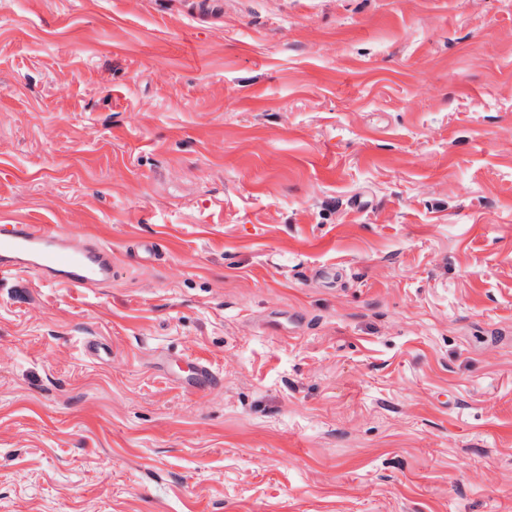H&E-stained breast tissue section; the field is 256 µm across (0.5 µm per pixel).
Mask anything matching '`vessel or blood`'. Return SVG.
Here are the masks:
<instances>
[{"instance_id":"obj_1","label":"vessel or blood","mask_w":512,"mask_h":512,"mask_svg":"<svg viewBox=\"0 0 512 512\" xmlns=\"http://www.w3.org/2000/svg\"><path fill=\"white\" fill-rule=\"evenodd\" d=\"M0 265L52 274L71 288H89L112 279V256L102 247L82 248L39 224H16L0 233Z\"/></svg>"}]
</instances>
